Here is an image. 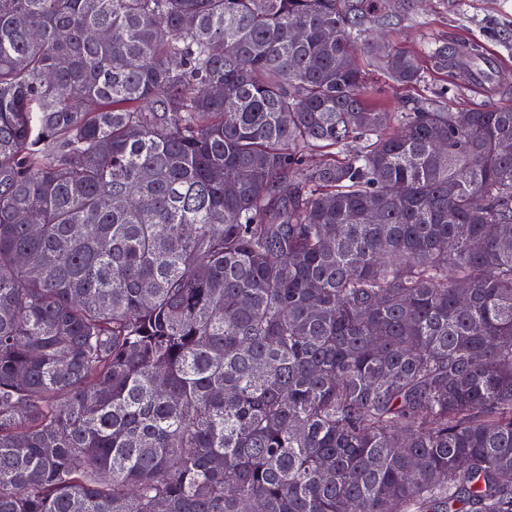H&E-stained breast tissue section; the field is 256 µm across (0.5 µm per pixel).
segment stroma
I'll list each match as a JSON object with an SVG mask.
<instances>
[{
  "label": "stroma",
  "instance_id": "1",
  "mask_svg": "<svg viewBox=\"0 0 512 512\" xmlns=\"http://www.w3.org/2000/svg\"><path fill=\"white\" fill-rule=\"evenodd\" d=\"M384 17L369 16L363 23V41L415 55L421 77L413 84L395 82L378 55L358 53L365 73L364 96L383 112H407L435 106L467 112L512 104V0H395ZM445 43L459 48L478 43L484 48L489 75L478 85L452 71L432 65L428 49Z\"/></svg>",
  "mask_w": 512,
  "mask_h": 512
}]
</instances>
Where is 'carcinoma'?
<instances>
[{
  "label": "carcinoma",
  "mask_w": 512,
  "mask_h": 512,
  "mask_svg": "<svg viewBox=\"0 0 512 512\" xmlns=\"http://www.w3.org/2000/svg\"><path fill=\"white\" fill-rule=\"evenodd\" d=\"M389 7L0 0V512H512V105ZM391 1L396 7L388 16L365 17L362 40L354 44L365 73L363 93L371 105L381 112H409L429 105L469 112L512 104V0ZM366 42L414 54L419 81L395 82L378 55L360 51ZM439 43L455 48L481 44L485 59L478 69L489 74L488 82L477 85L452 71L435 69L428 48Z\"/></svg>",
  "instance_id": "obj_1"
}]
</instances>
